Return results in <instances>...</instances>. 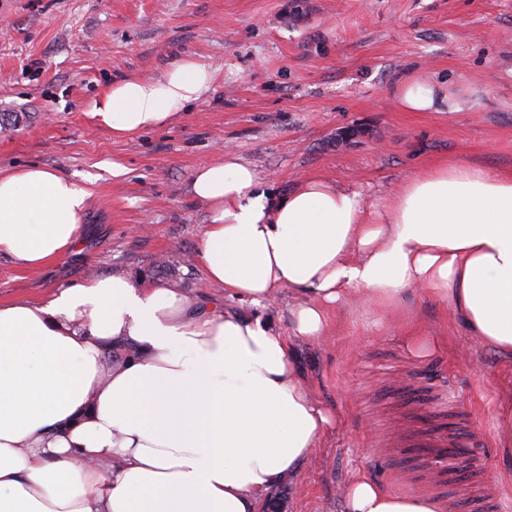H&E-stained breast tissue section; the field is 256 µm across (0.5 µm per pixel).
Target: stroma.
Segmentation results:
<instances>
[{"mask_svg": "<svg viewBox=\"0 0 512 512\" xmlns=\"http://www.w3.org/2000/svg\"><path fill=\"white\" fill-rule=\"evenodd\" d=\"M186 57L213 83L162 127L117 138L92 118L112 82ZM406 77L444 85L458 111H403L394 88ZM1 112L20 117L0 133L1 170L38 165L90 197L73 252L39 270L0 254V301L123 275L224 302L288 337L336 425L282 482L286 512H344L340 490L358 473L448 512H512L494 414L512 359L416 289L388 315L344 299L326 336H293V291L256 307L206 285L195 254L207 211L190 187L226 149L280 196L318 177L383 198L444 161L512 172V0H0ZM343 130L357 133L346 147ZM426 427L459 433L469 467L403 447Z\"/></svg>", "mask_w": 512, "mask_h": 512, "instance_id": "stroma-1", "label": "stroma"}]
</instances>
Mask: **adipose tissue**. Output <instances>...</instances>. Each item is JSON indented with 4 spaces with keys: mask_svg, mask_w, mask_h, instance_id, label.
Masks as SVG:
<instances>
[{
    "mask_svg": "<svg viewBox=\"0 0 512 512\" xmlns=\"http://www.w3.org/2000/svg\"><path fill=\"white\" fill-rule=\"evenodd\" d=\"M212 81L189 57L112 84L90 113L125 137L163 126ZM395 96L409 112L457 109L413 78ZM191 191L208 214L206 282L253 306L292 289L294 335L325 336L349 292L386 313L416 288L512 357V173L442 163L378 201L311 177L277 199L228 151L194 170ZM89 196L36 165L0 170V254L37 270L71 252ZM110 349L123 355L109 364ZM334 424L289 340L178 289L94 275L43 302H0V512H257ZM342 498L346 512H447L363 474Z\"/></svg>",
    "mask_w": 512,
    "mask_h": 512,
    "instance_id": "adipose-tissue-1",
    "label": "adipose tissue"
}]
</instances>
